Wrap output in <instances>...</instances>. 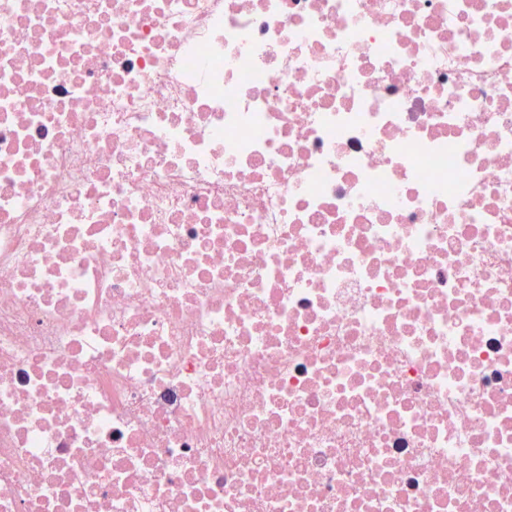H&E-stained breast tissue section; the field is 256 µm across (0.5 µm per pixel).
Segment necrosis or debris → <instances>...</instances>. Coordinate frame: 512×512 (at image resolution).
Masks as SVG:
<instances>
[{
  "label": "necrosis or debris",
  "instance_id": "4bbe7bcc",
  "mask_svg": "<svg viewBox=\"0 0 512 512\" xmlns=\"http://www.w3.org/2000/svg\"><path fill=\"white\" fill-rule=\"evenodd\" d=\"M0 512H512V0H0Z\"/></svg>",
  "mask_w": 512,
  "mask_h": 512
}]
</instances>
